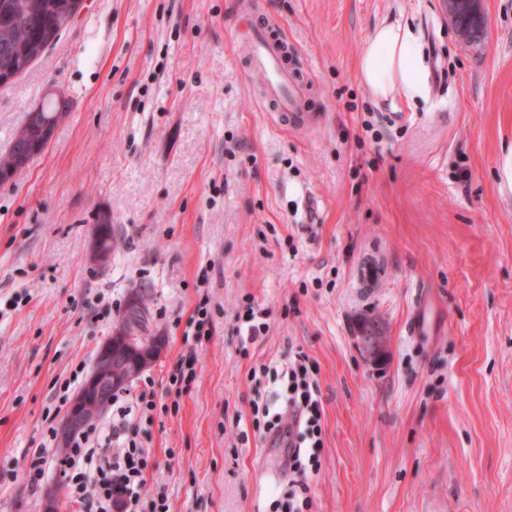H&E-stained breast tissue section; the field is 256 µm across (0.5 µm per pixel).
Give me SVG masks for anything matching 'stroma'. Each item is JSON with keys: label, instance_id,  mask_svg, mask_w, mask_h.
Here are the masks:
<instances>
[{"label": "stroma", "instance_id": "35a3bbf8", "mask_svg": "<svg viewBox=\"0 0 512 512\" xmlns=\"http://www.w3.org/2000/svg\"><path fill=\"white\" fill-rule=\"evenodd\" d=\"M442 2L251 0L311 82L305 131L263 108L235 48L238 0H87L0 87V154L28 111L69 103L0 182V512H45L63 491L64 449L36 490L31 450L133 296L164 341L144 378L170 410L149 427L145 478L170 512H267L287 490L284 449L250 431V376L299 351L323 405L312 512H512V0H483L472 46ZM388 18L419 38L424 99L379 101L356 79ZM203 299L213 335L179 395L168 371ZM250 305L269 331L243 354ZM365 317L387 336L377 365ZM59 512H75L64 491ZM359 343L365 357L376 364L383 360L387 351V336L381 322L376 318H366L359 325Z\"/></svg>", "mask_w": 512, "mask_h": 512}]
</instances>
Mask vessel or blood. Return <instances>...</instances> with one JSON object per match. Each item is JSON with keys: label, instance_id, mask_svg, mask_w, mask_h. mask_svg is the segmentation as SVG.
<instances>
[{"label": "vessel or blood", "instance_id": "b4317fda", "mask_svg": "<svg viewBox=\"0 0 512 512\" xmlns=\"http://www.w3.org/2000/svg\"><path fill=\"white\" fill-rule=\"evenodd\" d=\"M237 20L242 25L237 46L247 57L249 77L258 86L262 102L286 128L297 131L307 127L313 120L308 110L309 87L288 58L284 26L277 22L255 23L245 2Z\"/></svg>", "mask_w": 512, "mask_h": 512}]
</instances>
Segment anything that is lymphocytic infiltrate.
Listing matches in <instances>:
<instances>
[{
	"mask_svg": "<svg viewBox=\"0 0 512 512\" xmlns=\"http://www.w3.org/2000/svg\"><path fill=\"white\" fill-rule=\"evenodd\" d=\"M260 376L281 379L284 391L251 402L253 431L272 438L286 448V464L291 478L285 500H273V512H311L309 477L320 468L323 446L320 390L304 352H297L287 364L264 365ZM112 426L106 442L112 454H103L99 440L89 433L76 435L61 461V472L74 505H83L88 491H96V512H112L114 495H121L123 512H169L166 495L148 496L144 473L150 450L144 446L132 416L153 422L155 413H168L158 405L154 391L145 389L135 397L114 394L111 402Z\"/></svg>",
	"mask_w": 512,
	"mask_h": 512,
	"instance_id": "1",
	"label": "lymphocytic infiltrate"
}]
</instances>
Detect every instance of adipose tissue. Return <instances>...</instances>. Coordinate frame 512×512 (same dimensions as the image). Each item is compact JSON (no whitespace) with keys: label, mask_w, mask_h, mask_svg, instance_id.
<instances>
[{"label":"adipose tissue","mask_w":512,"mask_h":512,"mask_svg":"<svg viewBox=\"0 0 512 512\" xmlns=\"http://www.w3.org/2000/svg\"><path fill=\"white\" fill-rule=\"evenodd\" d=\"M357 79L379 100L399 93L410 100L425 96L421 46L411 27L377 24L363 44Z\"/></svg>","instance_id":"ef3b65f1"}]
</instances>
